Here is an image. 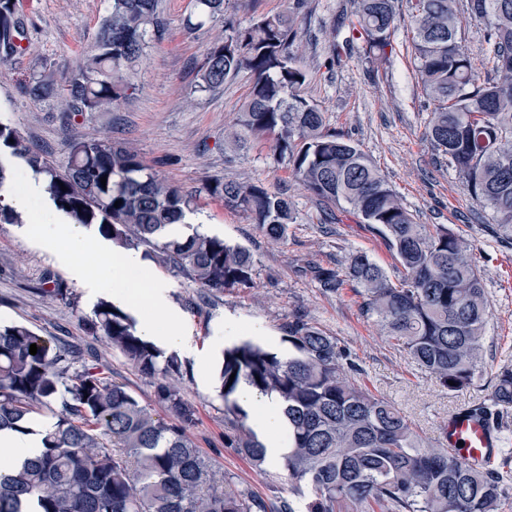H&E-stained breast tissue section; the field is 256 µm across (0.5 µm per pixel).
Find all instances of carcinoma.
I'll use <instances>...</instances> for the list:
<instances>
[{
	"instance_id": "cac0c4a2",
	"label": "carcinoma",
	"mask_w": 512,
	"mask_h": 512,
	"mask_svg": "<svg viewBox=\"0 0 512 512\" xmlns=\"http://www.w3.org/2000/svg\"><path fill=\"white\" fill-rule=\"evenodd\" d=\"M106 16L82 64L70 73L33 74L31 99H56L69 117L109 112L126 97L120 73L136 62L147 37L159 41L166 21L159 0H109ZM351 36L370 57L386 55L398 28L400 0H354ZM416 75L432 105L427 136L464 180L475 204L492 213L496 232L512 233V0H467L485 27L495 77L480 79L463 44L456 0H406ZM296 6L241 25L224 20L225 36L205 50L202 81L216 89L245 70L253 78L248 101L228 141L244 149L265 138L273 160L286 165L312 196L380 234L400 265L393 280L363 250L345 259L348 278L363 288L364 307L378 318L422 371L455 391L469 385L483 362L489 318L483 279L471 246L445 224H418L368 156L330 129L324 113L301 94L308 71ZM206 20L224 16V0H195ZM24 19L15 0H0V61L22 50ZM8 150L47 182L56 210L73 224H96L113 243L145 245L160 262L208 291L250 288L251 252L217 236L193 232L170 238L198 197L169 184L139 153L109 138L78 135L64 172L0 124ZM106 178L101 185L100 178ZM67 190H61V187ZM205 192L248 214L265 235L282 242L295 222L288 186L214 179ZM119 207H114L117 200ZM321 288L336 291L335 269L313 267ZM41 292L67 305L73 293L51 272ZM89 331L154 379L167 421L126 386L109 380L98 355L54 344L22 324L0 327V430L27 432L32 414L56 418L43 451L8 475L0 474V512H268L246 492L226 491L189 437L196 410L182 395L181 362L144 339L120 307L102 300ZM283 357L252 341L224 348L219 396L228 444L253 466L266 447L247 425L236 398L242 384L283 403L288 452L283 465L292 493L308 499L305 512H497L509 486L489 465L453 455L443 443L422 441L392 404L372 395L342 370L349 354L339 340L295 317L284 325ZM37 354L29 353L31 344ZM453 384H448V381ZM512 409V369L495 376L490 397L471 411L503 428Z\"/></svg>"
}]
</instances>
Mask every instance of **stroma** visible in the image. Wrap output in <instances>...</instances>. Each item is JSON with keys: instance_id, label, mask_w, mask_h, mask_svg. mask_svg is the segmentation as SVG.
<instances>
[{"instance_id": "35a3bbf8", "label": "stroma", "mask_w": 512, "mask_h": 512, "mask_svg": "<svg viewBox=\"0 0 512 512\" xmlns=\"http://www.w3.org/2000/svg\"><path fill=\"white\" fill-rule=\"evenodd\" d=\"M26 22L24 49L0 63V123L16 129L57 168H64L74 134L105 135L138 151L143 162L169 182L192 191L206 180L254 179L271 187L287 185L296 220L285 241L272 242L243 212L201 196L199 209L173 234L199 231L246 247L256 261L252 287L206 292L163 265L171 303L180 311L193 346L210 358V373L200 377L194 358L180 355V386L194 406L197 421L189 430L200 451L224 473L225 489L245 491L271 503L291 498V482L282 463L254 468L224 443V403L217 395L225 347L250 340L287 354L283 327L299 314L336 336L362 370L358 382L400 410L433 442L449 412L486 399L500 367H512V240L494 233L490 212L476 211L465 184L425 137L431 108L415 75L410 25L401 22L393 50L372 63L355 48L342 63L332 61L335 41L348 29H335L353 0H309L299 18L309 77L304 95L324 112L330 127L366 153L405 207L420 224H445L472 244L490 312L485 327L484 363L471 385L450 391L420 371L406 353L380 332L366 314L359 287L344 282L332 294L322 291L308 267L343 270L346 255L366 250L389 276L398 263L383 239L355 221L328 223L326 208L283 165L273 162L271 141L246 150L225 151L224 134L251 90L249 72L214 90L204 89L201 68L206 48L224 35L225 19L241 24L253 16L275 14L294 0H226L224 18L200 22L194 0H161L167 22L162 41H149L142 56L124 74L125 100L109 112H92L69 122L55 101H35L21 82L43 66L72 70L94 42L107 0H20ZM52 271L72 291L75 305L51 300L39 290L44 271ZM96 305L86 288L22 224L0 223V325L23 323L62 343L92 347L110 371L145 404L154 403L155 385L126 357L90 336L83 323Z\"/></svg>"}]
</instances>
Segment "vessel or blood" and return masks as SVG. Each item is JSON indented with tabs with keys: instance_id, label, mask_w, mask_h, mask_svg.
I'll use <instances>...</instances> for the list:
<instances>
[{
	"instance_id": "obj_1",
	"label": "vessel or blood",
	"mask_w": 512,
	"mask_h": 512,
	"mask_svg": "<svg viewBox=\"0 0 512 512\" xmlns=\"http://www.w3.org/2000/svg\"><path fill=\"white\" fill-rule=\"evenodd\" d=\"M440 436L453 454L472 463L493 461L499 437L485 419L462 409L449 414Z\"/></svg>"
}]
</instances>
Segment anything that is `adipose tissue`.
<instances>
[{
    "label": "adipose tissue",
    "mask_w": 512,
    "mask_h": 512,
    "mask_svg": "<svg viewBox=\"0 0 512 512\" xmlns=\"http://www.w3.org/2000/svg\"><path fill=\"white\" fill-rule=\"evenodd\" d=\"M41 191L37 183H30L27 190L17 192L10 186L0 187V196L17 212L25 214L36 236L44 246L53 245L59 236H67V249L55 251L58 262L66 266L72 277L91 287L108 290L113 303L132 309L151 310V317L142 319L140 333L146 339H161L165 345L185 349L188 338L184 334L179 313L171 305L165 286L154 271L133 251L118 249L109 260L103 261L96 270H88L78 263V256L97 248L98 240L88 237L80 225L58 223L36 206ZM239 401L250 408L253 425L260 431L272 433L284 423L283 406L274 395H259L248 385H241Z\"/></svg>",
    "instance_id": "adipose-tissue-1"
}]
</instances>
